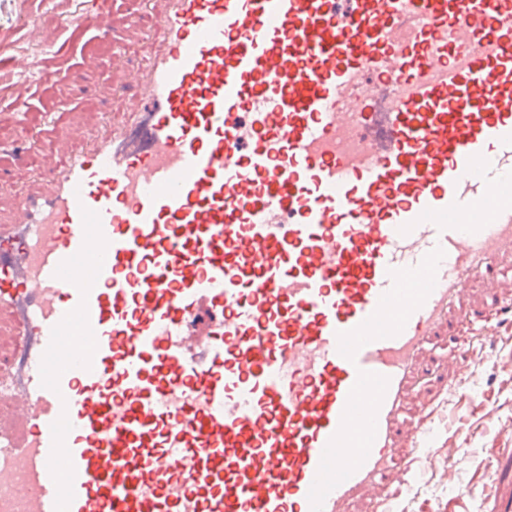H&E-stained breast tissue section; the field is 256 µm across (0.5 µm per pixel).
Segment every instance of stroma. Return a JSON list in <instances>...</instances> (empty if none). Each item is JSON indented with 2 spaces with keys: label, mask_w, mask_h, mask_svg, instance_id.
Listing matches in <instances>:
<instances>
[{
  "label": "stroma",
  "mask_w": 512,
  "mask_h": 512,
  "mask_svg": "<svg viewBox=\"0 0 512 512\" xmlns=\"http://www.w3.org/2000/svg\"><path fill=\"white\" fill-rule=\"evenodd\" d=\"M104 9L131 21L103 31L86 0H0L1 222L11 221L17 195L62 165L58 142L68 128L90 124L105 134L139 96L125 74L145 68L161 40L150 2L104 0ZM498 324L494 343L431 339L406 420L419 421L420 401L434 404L431 448L448 470L417 461L416 480L391 512H502L512 501V313ZM454 354L467 359L470 375L452 389Z\"/></svg>",
  "instance_id": "stroma-1"
}]
</instances>
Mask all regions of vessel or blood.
I'll return each instance as SVG.
<instances>
[{"label":"vessel or blood","mask_w":512,"mask_h":512,"mask_svg":"<svg viewBox=\"0 0 512 512\" xmlns=\"http://www.w3.org/2000/svg\"><path fill=\"white\" fill-rule=\"evenodd\" d=\"M128 119L0 225V512H350L428 341L512 307V0H157Z\"/></svg>","instance_id":"1"}]
</instances>
